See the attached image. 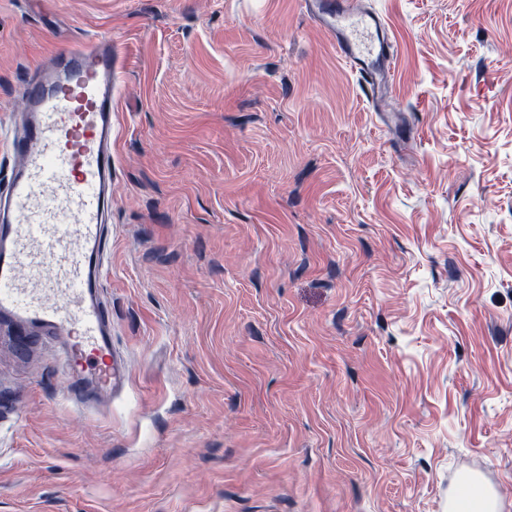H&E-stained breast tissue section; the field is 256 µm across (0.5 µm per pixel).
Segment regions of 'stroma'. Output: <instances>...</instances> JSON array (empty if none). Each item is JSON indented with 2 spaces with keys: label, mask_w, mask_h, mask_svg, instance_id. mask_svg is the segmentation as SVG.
<instances>
[{
  "label": "stroma",
  "mask_w": 512,
  "mask_h": 512,
  "mask_svg": "<svg viewBox=\"0 0 512 512\" xmlns=\"http://www.w3.org/2000/svg\"><path fill=\"white\" fill-rule=\"evenodd\" d=\"M385 123L304 0H0L18 82L111 34L120 375L0 325V512H512V0H368Z\"/></svg>",
  "instance_id": "1"
}]
</instances>
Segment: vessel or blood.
Here are the masks:
<instances>
[{
    "label": "vessel or blood",
    "mask_w": 512,
    "mask_h": 512,
    "mask_svg": "<svg viewBox=\"0 0 512 512\" xmlns=\"http://www.w3.org/2000/svg\"><path fill=\"white\" fill-rule=\"evenodd\" d=\"M369 103L385 99L397 49L385 16L356 0H306ZM115 54L110 36L67 48L21 83L27 120L0 126L15 164L0 189V323L62 344L67 398L112 390L103 295L112 211Z\"/></svg>",
    "instance_id": "1"
}]
</instances>
